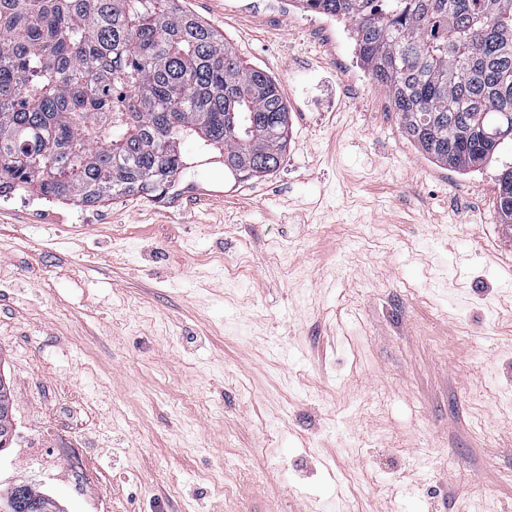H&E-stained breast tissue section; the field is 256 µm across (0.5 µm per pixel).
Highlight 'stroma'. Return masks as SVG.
<instances>
[{
  "mask_svg": "<svg viewBox=\"0 0 512 512\" xmlns=\"http://www.w3.org/2000/svg\"><path fill=\"white\" fill-rule=\"evenodd\" d=\"M292 116L238 183L187 144L164 201L0 198V454L65 512H512V148L474 172L403 133L347 23L185 0ZM497 213L501 224L512 227V166H507L497 179Z\"/></svg>",
  "mask_w": 512,
  "mask_h": 512,
  "instance_id": "stroma-1",
  "label": "stroma"
}]
</instances>
